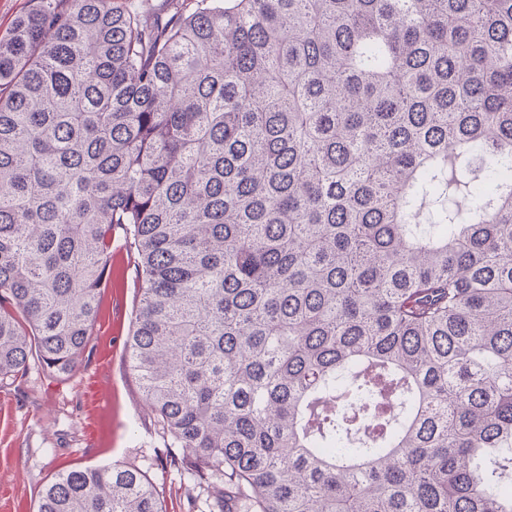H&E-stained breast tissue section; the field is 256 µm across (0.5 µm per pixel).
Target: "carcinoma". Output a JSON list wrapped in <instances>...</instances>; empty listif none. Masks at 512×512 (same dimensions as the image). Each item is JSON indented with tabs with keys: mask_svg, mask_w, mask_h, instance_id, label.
<instances>
[{
	"mask_svg": "<svg viewBox=\"0 0 512 512\" xmlns=\"http://www.w3.org/2000/svg\"><path fill=\"white\" fill-rule=\"evenodd\" d=\"M120 232L169 465L244 512H512V0H37L0 37V383ZM37 512H163L69 467Z\"/></svg>",
	"mask_w": 512,
	"mask_h": 512,
	"instance_id": "cac0c4a2",
	"label": "carcinoma"
}]
</instances>
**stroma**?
Instances as JSON below:
<instances>
[{"label":"stroma","instance_id":"stroma-1","mask_svg":"<svg viewBox=\"0 0 512 512\" xmlns=\"http://www.w3.org/2000/svg\"><path fill=\"white\" fill-rule=\"evenodd\" d=\"M141 276L122 237L76 372L50 376L38 359L0 385V512H36L38 492L64 466L120 463L146 472L164 512H209L218 488L188 489L166 466L167 440L126 367Z\"/></svg>","mask_w":512,"mask_h":512}]
</instances>
